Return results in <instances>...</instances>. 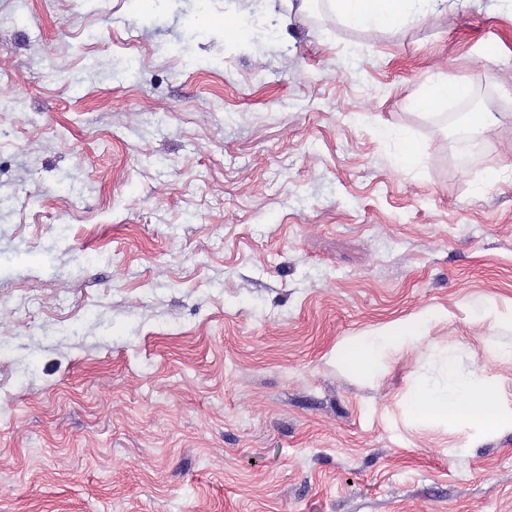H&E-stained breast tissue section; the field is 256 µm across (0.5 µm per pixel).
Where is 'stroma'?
<instances>
[{
    "label": "stroma",
    "instance_id": "obj_1",
    "mask_svg": "<svg viewBox=\"0 0 512 512\" xmlns=\"http://www.w3.org/2000/svg\"><path fill=\"white\" fill-rule=\"evenodd\" d=\"M299 5L0 0V512H512V425L409 408L452 367L512 416V0ZM435 0H330L336 15L358 28L394 30L427 13ZM470 85L449 74L432 80L425 87L416 105L422 110H430L436 105L468 96ZM445 316L427 310L415 316L394 320L371 336H360L336 346V362L363 377H373L383 359L402 353L418 336H423L429 323Z\"/></svg>",
    "mask_w": 512,
    "mask_h": 512
}]
</instances>
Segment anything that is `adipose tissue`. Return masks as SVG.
<instances>
[{
  "mask_svg": "<svg viewBox=\"0 0 512 512\" xmlns=\"http://www.w3.org/2000/svg\"><path fill=\"white\" fill-rule=\"evenodd\" d=\"M433 0H330L332 9L346 23L358 28L394 30L410 18L427 13ZM436 310L394 320L378 332L337 345V363L363 377L375 376L383 359L403 352L432 321L441 319ZM415 414L435 423L460 421L488 429L502 427L506 419L497 406L496 383L486 378L474 382L458 377L453 389L430 384L418 387L412 400Z\"/></svg>",
  "mask_w": 512,
  "mask_h": 512,
  "instance_id": "1",
  "label": "adipose tissue"
}]
</instances>
